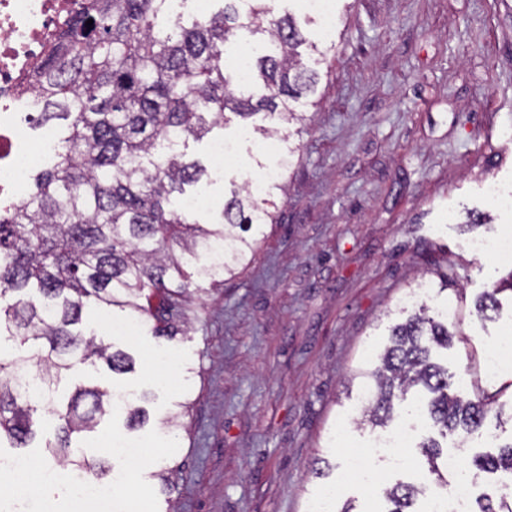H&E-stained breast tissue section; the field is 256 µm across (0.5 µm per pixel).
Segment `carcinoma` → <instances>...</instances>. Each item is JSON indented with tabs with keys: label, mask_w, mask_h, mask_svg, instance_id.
Instances as JSON below:
<instances>
[{
	"label": "carcinoma",
	"mask_w": 512,
	"mask_h": 512,
	"mask_svg": "<svg viewBox=\"0 0 512 512\" xmlns=\"http://www.w3.org/2000/svg\"><path fill=\"white\" fill-rule=\"evenodd\" d=\"M218 12L196 17L190 27L172 19L170 0H81L57 27V41L43 58L33 93L43 104L31 121L52 125L59 138L44 167L29 173L24 195L0 210V330L24 350L35 348L42 363V397L25 392L29 357L0 358V442L27 448L35 441L33 416L45 403L56 421V437L45 448L57 461L86 472L108 468L90 460L77 437L88 438L108 418L125 434L149 422V389L123 382L137 359L103 337H88L77 325L92 307L135 313L152 324L155 337L176 335L203 285L217 287L250 263L264 228L277 223L275 194L284 175L262 193L231 182L224 207L205 221L176 209L207 169L184 161L175 147H188L236 118L263 115L272 125L255 131L289 141L274 122L302 119L290 102L314 91L317 73L298 48L305 39L291 14L275 13L271 0H222ZM93 20L88 26L86 21ZM258 37L260 52L244 70L225 66L224 46L238 32ZM263 82L259 97L249 90ZM499 285L484 292L476 311L499 307ZM448 318L427 304L389 327L388 344L360 372L370 391L368 422L385 427L394 402L419 387L422 411L438 437L418 444L430 471L448 433L482 428L487 403L450 391L448 368L435 349L448 347ZM101 364L112 372V388L79 385L58 399L65 374L78 365ZM472 466L512 474V442L497 454L477 455ZM422 489L393 485L386 512H413Z\"/></svg>",
	"instance_id": "obj_1"
}]
</instances>
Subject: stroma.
<instances>
[{"label": "stroma", "instance_id": "1", "mask_svg": "<svg viewBox=\"0 0 512 512\" xmlns=\"http://www.w3.org/2000/svg\"><path fill=\"white\" fill-rule=\"evenodd\" d=\"M331 5L326 23L302 0L273 2L295 17L318 75L296 106L305 118L290 125L289 147L267 153L234 122L213 131L235 142L238 180L258 155L286 166L279 226L234 280L196 298L187 332L166 341L138 328L133 383L154 382L152 356L174 361L182 382H154L148 406L145 469L182 472L170 492L144 486L150 512H306L329 485L337 503L386 512L385 488L431 485L415 445L369 451L377 433L361 421L354 379L420 280L444 287L453 311L439 352L453 391L490 403L483 428L449 434V448L467 469L512 441V377L485 373L487 350L512 333V292L500 293L492 319L475 309L512 265L467 247L512 234V208L487 193L491 181L512 193V0ZM187 157L206 166L198 189L221 209L224 169L208 140L190 143ZM183 399L190 409L166 435L161 421ZM355 448L380 476L371 487L349 477Z\"/></svg>", "mask_w": 512, "mask_h": 512}]
</instances>
